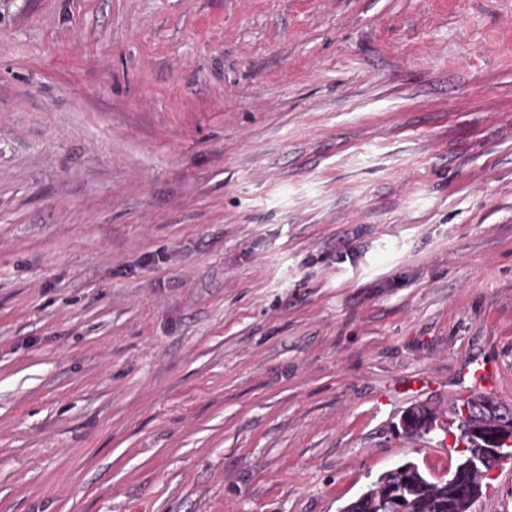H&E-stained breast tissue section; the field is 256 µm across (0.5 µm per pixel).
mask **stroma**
<instances>
[{
  "mask_svg": "<svg viewBox=\"0 0 512 512\" xmlns=\"http://www.w3.org/2000/svg\"><path fill=\"white\" fill-rule=\"evenodd\" d=\"M480 364L512 0H0V512H339Z\"/></svg>",
  "mask_w": 512,
  "mask_h": 512,
  "instance_id": "obj_1",
  "label": "stroma"
}]
</instances>
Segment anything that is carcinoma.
<instances>
[{"label":"carcinoma","instance_id":"carcinoma-1","mask_svg":"<svg viewBox=\"0 0 512 512\" xmlns=\"http://www.w3.org/2000/svg\"><path fill=\"white\" fill-rule=\"evenodd\" d=\"M460 416L456 441L464 445L462 452L466 454L479 447L473 429L484 419L493 416L512 427V409L482 395L464 400ZM472 491L481 492L479 474H469L462 481L445 486L429 480L419 470H398L379 485L375 496L351 502V509L352 512H456L459 500Z\"/></svg>","mask_w":512,"mask_h":512}]
</instances>
